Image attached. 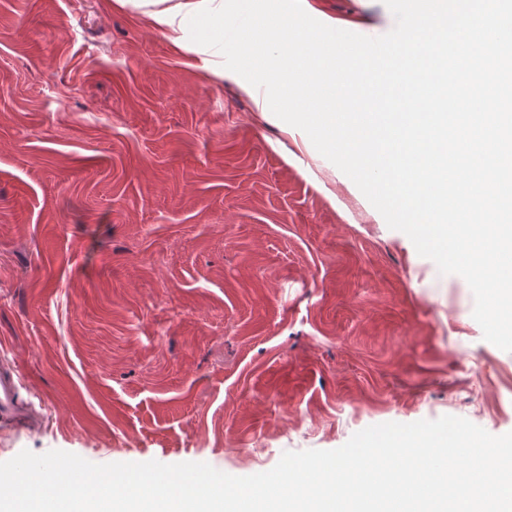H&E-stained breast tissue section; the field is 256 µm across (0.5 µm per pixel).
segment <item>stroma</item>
<instances>
[{"label": "stroma", "mask_w": 512, "mask_h": 512, "mask_svg": "<svg viewBox=\"0 0 512 512\" xmlns=\"http://www.w3.org/2000/svg\"><path fill=\"white\" fill-rule=\"evenodd\" d=\"M368 37L383 0H311ZM118 0H0V363L42 416L0 462L235 476L444 415L512 432V352L327 159ZM316 164L343 206L304 174Z\"/></svg>", "instance_id": "obj_1"}]
</instances>
